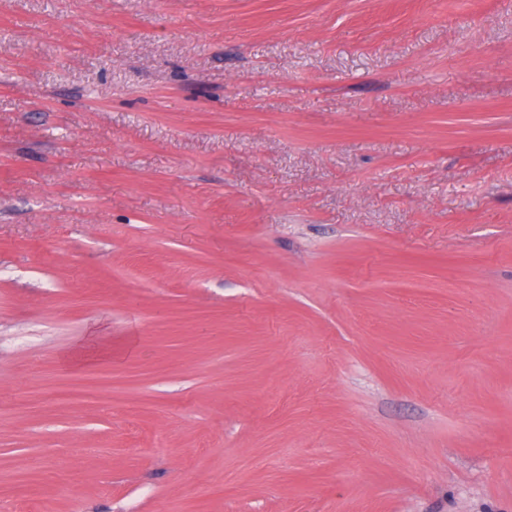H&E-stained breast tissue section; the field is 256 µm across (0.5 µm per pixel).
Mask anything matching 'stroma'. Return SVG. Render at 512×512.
<instances>
[{
  "label": "stroma",
  "mask_w": 512,
  "mask_h": 512,
  "mask_svg": "<svg viewBox=\"0 0 512 512\" xmlns=\"http://www.w3.org/2000/svg\"><path fill=\"white\" fill-rule=\"evenodd\" d=\"M0 512H512V0H0Z\"/></svg>",
  "instance_id": "obj_1"
}]
</instances>
